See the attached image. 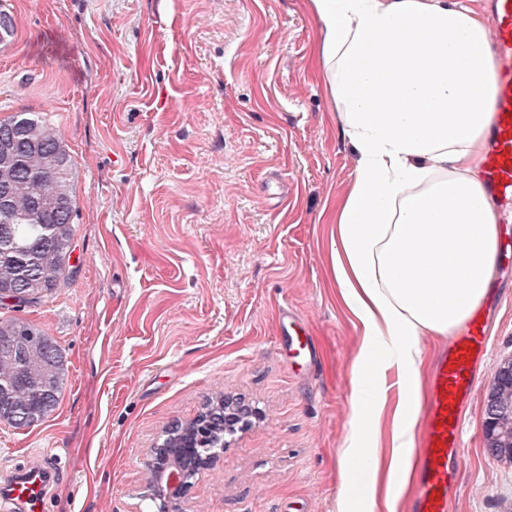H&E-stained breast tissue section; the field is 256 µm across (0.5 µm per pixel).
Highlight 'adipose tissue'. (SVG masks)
Instances as JSON below:
<instances>
[{"label": "adipose tissue", "instance_id": "adipose-tissue-1", "mask_svg": "<svg viewBox=\"0 0 512 512\" xmlns=\"http://www.w3.org/2000/svg\"><path fill=\"white\" fill-rule=\"evenodd\" d=\"M318 62L359 155L336 212L333 269L362 330L357 419L337 512H396L415 476L423 340L448 336L493 280L499 215L480 177L493 123L487 18L473 0H310ZM401 385L388 403V374Z\"/></svg>", "mask_w": 512, "mask_h": 512}]
</instances>
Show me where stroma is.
Segmentation results:
<instances>
[{
  "label": "stroma",
  "instance_id": "1",
  "mask_svg": "<svg viewBox=\"0 0 512 512\" xmlns=\"http://www.w3.org/2000/svg\"><path fill=\"white\" fill-rule=\"evenodd\" d=\"M0 3L16 19L0 116L60 131L78 199L63 285L18 313L63 351L64 391L36 426L0 422V482L35 462L45 512H133L162 429L227 394L264 416L195 478L186 512H336L361 329L332 218L358 157L309 0ZM490 293L447 512H512V465L484 433L512 359V254Z\"/></svg>",
  "mask_w": 512,
  "mask_h": 512
}]
</instances>
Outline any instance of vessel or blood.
Instances as JSON below:
<instances>
[{"label": "vessel or blood", "instance_id": "obj_1", "mask_svg": "<svg viewBox=\"0 0 512 512\" xmlns=\"http://www.w3.org/2000/svg\"><path fill=\"white\" fill-rule=\"evenodd\" d=\"M489 31L495 48L496 94L492 146L484 160V182L491 196L512 200V0H493ZM489 338L481 314L448 339L434 363L422 431L423 456L409 512H447L456 482L453 465L462 447V408L474 392V368L485 358ZM10 494L22 512H42L47 478L40 467H29Z\"/></svg>", "mask_w": 512, "mask_h": 512}]
</instances>
